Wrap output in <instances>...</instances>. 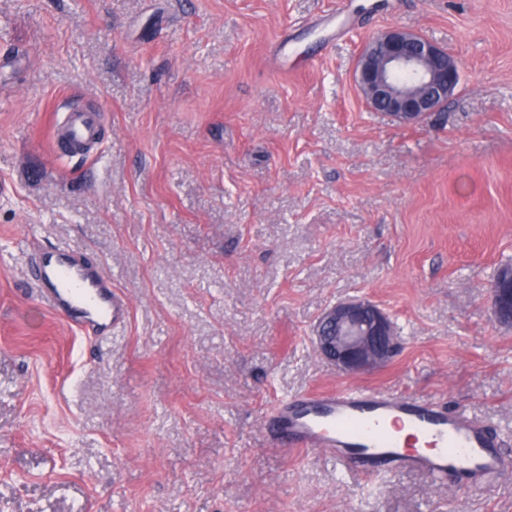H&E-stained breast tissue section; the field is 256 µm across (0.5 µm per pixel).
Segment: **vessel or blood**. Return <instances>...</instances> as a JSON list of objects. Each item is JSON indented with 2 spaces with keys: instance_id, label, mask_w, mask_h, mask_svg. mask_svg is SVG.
Returning a JSON list of instances; mask_svg holds the SVG:
<instances>
[{
  "instance_id": "1",
  "label": "vessel or blood",
  "mask_w": 512,
  "mask_h": 512,
  "mask_svg": "<svg viewBox=\"0 0 512 512\" xmlns=\"http://www.w3.org/2000/svg\"><path fill=\"white\" fill-rule=\"evenodd\" d=\"M98 122L94 112L60 113L51 128L54 153L71 157L93 149ZM30 272L41 300L86 332L101 336L128 318L127 299L88 255L44 249ZM398 426L428 438V449L400 441ZM265 429L275 446L324 452L369 482L414 471L438 484L481 487L512 470L498 435L467 409L372 387L284 397L267 411Z\"/></svg>"
}]
</instances>
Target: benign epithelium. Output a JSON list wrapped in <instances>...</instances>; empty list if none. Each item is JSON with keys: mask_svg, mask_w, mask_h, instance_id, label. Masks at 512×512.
<instances>
[{"mask_svg": "<svg viewBox=\"0 0 512 512\" xmlns=\"http://www.w3.org/2000/svg\"><path fill=\"white\" fill-rule=\"evenodd\" d=\"M355 82L366 105L417 125L448 104L461 82L454 56L424 35L386 30L359 54ZM397 344L393 323L378 305L353 298L328 309L316 327V351L346 374L385 366Z\"/></svg>", "mask_w": 512, "mask_h": 512, "instance_id": "obj_1", "label": "benign epithelium"}]
</instances>
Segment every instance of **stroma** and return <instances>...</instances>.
<instances>
[{"instance_id": "35a3bbf8", "label": "stroma", "mask_w": 512, "mask_h": 512, "mask_svg": "<svg viewBox=\"0 0 512 512\" xmlns=\"http://www.w3.org/2000/svg\"><path fill=\"white\" fill-rule=\"evenodd\" d=\"M454 55L408 126L352 73L384 30ZM0 512H512V476L371 486L271 446L300 392L374 386L463 407L512 454V0H0ZM100 112L60 158L54 113ZM86 252L129 300L89 339L38 297L34 251ZM362 297L398 347L369 374L318 356ZM511 264H505L503 267H500L496 273L494 274L493 281L495 280L496 285H498L502 289V293H507L508 300L505 303L506 308V314L507 316L512 315V302L510 301L509 304V296L511 298V280L506 279V277L509 275V268L512 269ZM496 285H491V291H490V299L489 302L491 304V307L494 311L497 312V310L504 304L503 301L500 299L499 292L497 290ZM510 288V289H509ZM510 290V291H509Z\"/></svg>"}]
</instances>
